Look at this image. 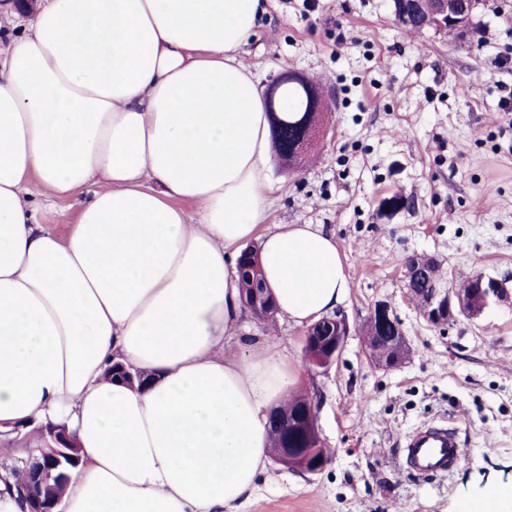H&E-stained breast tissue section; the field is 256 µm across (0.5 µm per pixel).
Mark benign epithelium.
Listing matches in <instances>:
<instances>
[{
  "mask_svg": "<svg viewBox=\"0 0 512 512\" xmlns=\"http://www.w3.org/2000/svg\"><path fill=\"white\" fill-rule=\"evenodd\" d=\"M480 0H435L429 8L422 0H396L394 12L408 27L433 29L446 32L448 27L459 28L473 20ZM406 280L408 295H414L413 285L426 281L424 293L420 295V314L434 328H444L456 321L463 313L470 317L481 315L490 304L506 297L503 282L495 277L480 274L470 279L469 300L448 281L435 276L438 262L426 255H414L407 259ZM249 311L259 320L270 314L272 305L265 285L252 289ZM372 329L379 331L373 342L367 344L369 357L376 365L393 369L406 359L409 344L400 320L385 303L376 304L370 312ZM351 336L350 324L343 314L321 319L310 325L305 334L304 353L311 364L318 368H329L341 356ZM313 428H294L284 434L281 447L273 451L276 463L297 464L300 470L315 473L329 462L326 449L322 448L317 421ZM46 447L40 456L19 459L25 469L23 484L30 504L29 512H52L55 502L63 494L71 469L80 462L78 449L65 429L52 424L37 428Z\"/></svg>",
  "mask_w": 512,
  "mask_h": 512,
  "instance_id": "obj_1",
  "label": "benign epithelium"
}]
</instances>
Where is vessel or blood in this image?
Masks as SVG:
<instances>
[{
    "instance_id": "1",
    "label": "vessel or blood",
    "mask_w": 512,
    "mask_h": 512,
    "mask_svg": "<svg viewBox=\"0 0 512 512\" xmlns=\"http://www.w3.org/2000/svg\"><path fill=\"white\" fill-rule=\"evenodd\" d=\"M460 455L459 441L451 430L427 426L405 441L407 466L420 474H445L453 469Z\"/></svg>"
}]
</instances>
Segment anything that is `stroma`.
Segmentation results:
<instances>
[{"mask_svg":"<svg viewBox=\"0 0 512 512\" xmlns=\"http://www.w3.org/2000/svg\"><path fill=\"white\" fill-rule=\"evenodd\" d=\"M468 42L404 31L391 0H270L242 60L267 89L282 73L310 78L329 104L306 164H273L272 224L333 234L351 334L329 369L310 368L303 327L244 317L248 338L278 342L299 366L294 393L318 407L330 461L311 474L268 462L240 512H470L490 488L512 493V301L430 327L406 296L405 259L436 258L449 287L478 273L512 289V0H482ZM408 205L388 219L379 200ZM390 304L408 337L398 368L376 366L361 329ZM444 422L461 444L444 475L406 465L418 427Z\"/></svg>","mask_w":512,"mask_h":512,"instance_id":"stroma-1","label":"stroma"}]
</instances>
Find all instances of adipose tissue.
I'll return each mask as SVG.
<instances>
[{
    "instance_id": "ef3b65f1",
    "label": "adipose tissue",
    "mask_w": 512,
    "mask_h": 512,
    "mask_svg": "<svg viewBox=\"0 0 512 512\" xmlns=\"http://www.w3.org/2000/svg\"><path fill=\"white\" fill-rule=\"evenodd\" d=\"M267 4L39 0L0 52V437L66 425L81 463L55 512H237L296 382L274 341L231 352L244 243L280 318L347 294L333 235L267 223L270 122L241 61ZM62 202L63 236L37 218Z\"/></svg>"
}]
</instances>
